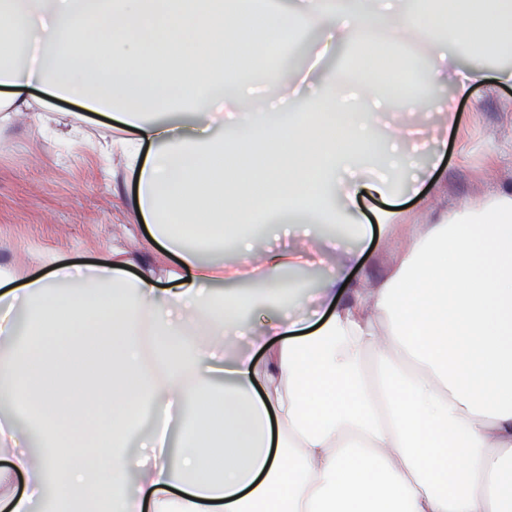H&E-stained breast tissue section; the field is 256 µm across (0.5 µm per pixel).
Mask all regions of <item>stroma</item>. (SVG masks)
<instances>
[{
	"mask_svg": "<svg viewBox=\"0 0 512 512\" xmlns=\"http://www.w3.org/2000/svg\"><path fill=\"white\" fill-rule=\"evenodd\" d=\"M464 66L485 74L471 97L457 102L456 124L430 112L429 129L445 148L437 158L417 156L416 166L437 161L443 172L440 203L455 207L473 203L482 195L512 183V83L494 84L497 71L511 70V58L479 60L468 56ZM128 172L120 154L88 153L73 142L51 139L28 119H17L0 133V266L47 272L44 259L63 262H104L114 246L127 247L134 264L161 262L162 257L145 226L133 224L130 191L123 185ZM361 246L353 280L382 278L402 250L403 241L381 231L375 243H359L348 225L324 227ZM317 269H296L288 274L287 301H263V288L253 284L226 287L229 295L251 301L244 314L251 329H258L263 313H285L317 288Z\"/></svg>",
	"mask_w": 512,
	"mask_h": 512,
	"instance_id": "obj_1",
	"label": "stroma"
}]
</instances>
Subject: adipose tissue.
<instances>
[{
  "mask_svg": "<svg viewBox=\"0 0 512 512\" xmlns=\"http://www.w3.org/2000/svg\"><path fill=\"white\" fill-rule=\"evenodd\" d=\"M307 31L319 60L365 50L307 120L271 124L306 76L241 73ZM415 45L436 56L429 102L383 66ZM476 46L512 50V0H0V128L50 97L108 114L133 215L177 258L131 277L120 248L47 277L0 267V412L36 419L0 426V512H512V185L408 227L379 213L405 241L389 272L350 281L338 243L311 302L251 337L265 360L225 362L245 304L214 290L257 272L280 292L337 220L368 236L352 205L392 185L356 172L380 154L412 177L411 119L456 121L479 76L454 60ZM259 234L293 243L259 251ZM147 412L146 453H123Z\"/></svg>",
  "mask_w": 512,
  "mask_h": 512,
  "instance_id": "ef3b65f1",
  "label": "adipose tissue"
}]
</instances>
